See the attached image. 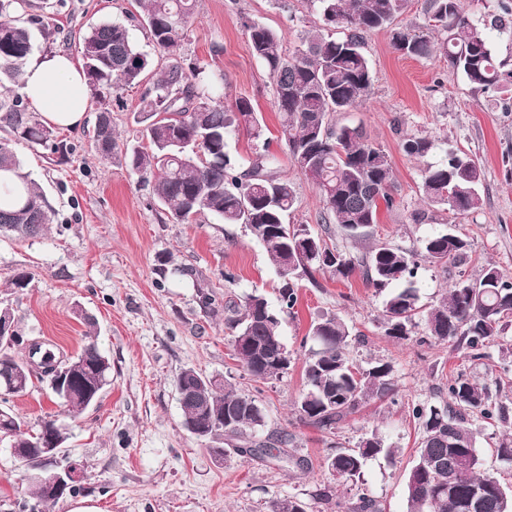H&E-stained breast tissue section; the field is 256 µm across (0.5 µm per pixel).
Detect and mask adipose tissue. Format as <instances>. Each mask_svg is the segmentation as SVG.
I'll use <instances>...</instances> for the list:
<instances>
[{"mask_svg": "<svg viewBox=\"0 0 512 512\" xmlns=\"http://www.w3.org/2000/svg\"><path fill=\"white\" fill-rule=\"evenodd\" d=\"M20 92L47 124L71 129L88 118L91 92L87 75L71 57L55 54L26 64Z\"/></svg>", "mask_w": 512, "mask_h": 512, "instance_id": "obj_1", "label": "adipose tissue"}]
</instances>
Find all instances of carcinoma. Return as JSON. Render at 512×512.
I'll return each mask as SVG.
<instances>
[{
	"instance_id": "carcinoma-1",
	"label": "carcinoma",
	"mask_w": 512,
	"mask_h": 512,
	"mask_svg": "<svg viewBox=\"0 0 512 512\" xmlns=\"http://www.w3.org/2000/svg\"><path fill=\"white\" fill-rule=\"evenodd\" d=\"M319 12L324 29L307 33L300 46L285 53L278 33L255 21L243 24L252 52L267 67L275 85L279 113V138L288 160L318 188L323 203L319 224L324 233L336 224L352 239L368 235L378 220L379 201L393 204L392 165L389 156L373 145L362 128L336 124V113L349 112L372 94L373 75L365 52L366 35L384 29L407 9L409 0H308ZM141 21L155 48L174 53L180 46L196 0H137ZM27 0H0V84L18 82L32 55L34 30L19 24L17 7ZM512 34V11L486 22L475 21L461 10L459 0H427L419 31L394 33L395 49L414 58L439 53L476 90L512 87V69L497 59L485 33L487 28ZM84 68L89 85L98 90H120L140 83L150 61L120 23L93 26L82 42ZM0 112L15 137L41 145L67 159L69 149L56 141L54 129L25 112L22 98L7 89L0 94ZM140 112L147 145L127 147L124 156L130 168L154 179L153 192L176 221L212 214L226 224H245L262 245L283 279L282 308L290 310L297 301L292 284L299 275L313 277L328 270L340 278L360 275L375 288L402 282L404 286L383 299V335L396 341L411 339L416 318L423 317L427 336L446 342L470 361L486 358V348L495 343L502 360L512 358V339L502 336L512 319V281L488 266L476 281L459 278L452 282L428 311L419 306L414 286L420 263L448 270L473 250V244L448 225L443 232L425 238L412 252L384 245L369 256L355 257L329 247L323 236L307 224H290L297 193L294 183L279 171L277 157L263 152L251 165L240 169L226 151L225 136L232 128H243L262 140L264 121L244 98L224 104L223 86L205 73V67L189 68L179 61L165 67L146 87ZM94 143L103 144L108 158L120 150L112 127V113H98ZM401 148L410 157H423L432 148L425 137L406 136ZM0 170L14 171L22 180L24 195L10 206H0V234L18 238L36 237L51 223L50 209L38 184L22 172L21 161L10 141L0 139ZM483 172L477 160L450 151L439 164L426 168L422 190L427 206L463 215L478 207ZM225 326L232 337L245 342L236 352L245 371L256 381L278 379L288 373L291 360H281L286 347L281 319L266 298L251 294L243 305H225ZM19 334L15 316L0 306V402L26 393L33 380L26 372L27 359L18 356L23 343L5 340ZM88 341L70 361L74 378L68 387L49 375L39 376L73 417L89 408V399H99L111 383L109 358L86 333ZM307 337L313 342L304 364L305 388L297 402L299 420L332 433L347 417L370 403L393 402L398 395L394 365L378 360L357 364L352 348L362 339L351 334L346 322L335 316L311 324ZM16 384L5 391L3 373ZM197 376L202 385L195 390L197 401L182 406L184 419H197L198 440H226L240 457H274L273 450L288 445L292 436L281 433L261 438L266 414L254 396L233 385L212 382L192 367L177 379ZM412 414L420 430L418 448L405 482L407 512H512V486L495 473L480 470L477 432L471 417L506 424L509 407L494 398L487 383H477L460 373L448 380V401L423 404ZM24 421L9 409L0 408V439L35 456L55 441L68 439L67 428L49 417L40 429L29 433ZM398 449L388 445L373 430L353 448H343L327 457V470L337 484L355 485L366 463L377 457L393 458ZM497 457L512 470V435L497 443ZM80 489L76 482L64 494H51L32 481L36 504L57 502ZM327 485L308 502L295 496L270 501L269 512H320L316 505L334 503L336 512H383L382 504L366 493L357 498H332Z\"/></svg>"
}]
</instances>
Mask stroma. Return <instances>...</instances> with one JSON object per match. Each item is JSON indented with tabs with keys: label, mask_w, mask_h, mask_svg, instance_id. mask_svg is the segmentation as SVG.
Wrapping results in <instances>:
<instances>
[{
	"label": "stroma",
	"mask_w": 512,
	"mask_h": 512,
	"mask_svg": "<svg viewBox=\"0 0 512 512\" xmlns=\"http://www.w3.org/2000/svg\"><path fill=\"white\" fill-rule=\"evenodd\" d=\"M31 3L17 17L25 24L38 15L47 26L37 38L35 57H78L84 34L108 20L129 28L150 57L151 73L169 62L154 49L134 0ZM424 6L425 0H410L393 26L368 35L371 98L336 115L337 123L362 127L368 140L389 155L394 203L380 206L369 237L354 241L335 230L327 243L359 257L382 245L414 250L424 237L455 225L473 242L472 257L460 270L419 267L420 303L428 306L460 271L476 280L492 265L512 280V91L474 90L441 56L415 59L397 52L394 31L421 25ZM248 20L275 30L287 51L300 45L305 31L323 26L308 0H197L176 57L223 75L225 103L250 100L274 138L279 131L275 87L251 51L243 27ZM143 91L139 85L118 96L92 98L94 110L111 111L121 143L140 140ZM94 125L90 119L79 128L57 130L58 139L72 148L64 161L43 146L14 140L25 172L43 189L54 216L41 236H0V304L12 308L22 336L69 358L85 343L90 317L97 343L112 363V382L99 404L77 418L64 415L45 389L8 403L29 432L39 430L50 415L67 427L66 451L84 465L80 498L92 499L98 512H268L273 497L306 498L327 485L326 457L375 429L399 454L392 462L368 461L357 487L377 498L385 512H406L405 477L420 435L413 406L447 400L448 379L460 370L486 382L488 369L501 363L497 347L489 348L487 359L471 363L450 344L424 341L421 325L411 340H391L380 330L384 290L358 276L340 279L318 271L313 280L298 281L297 304L282 317L283 339L293 357L287 374L251 380L234 356L222 304L243 303L256 292L271 309H279L282 281L274 264L246 225L209 214L188 223L174 221L123 153L105 159L95 150ZM406 135L432 140V151L422 158L407 156L401 149ZM451 150L481 164L479 208L459 216L433 210L426 223H413L412 212L425 206V169ZM280 170L297 190L291 222L317 225L322 203L314 185L288 160H281ZM20 272L30 278L27 288L11 285ZM202 289L216 296L215 311L201 309ZM334 315L366 336V344L353 351L358 363L374 358L393 363L399 397L394 404L363 408L327 434L300 422L295 403L305 384L303 339L314 320ZM186 367L257 396L266 412L265 434L293 437L287 447L291 465L252 457L227 463L186 431L175 387ZM30 498L26 467L0 443V512H19Z\"/></svg>",
	"instance_id": "1"
}]
</instances>
